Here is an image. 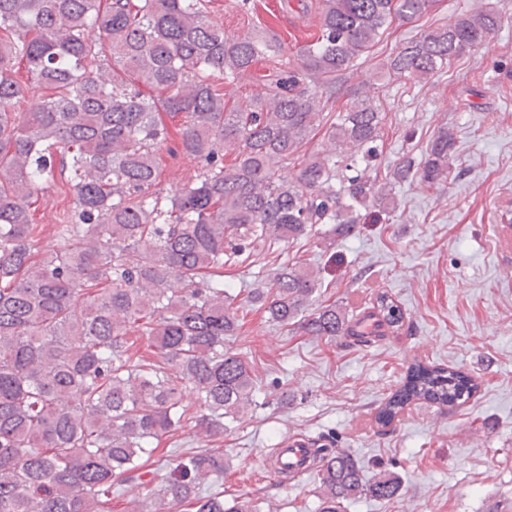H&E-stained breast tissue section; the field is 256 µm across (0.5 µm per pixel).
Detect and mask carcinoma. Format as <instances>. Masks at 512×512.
<instances>
[{
	"instance_id": "cac0c4a2",
	"label": "carcinoma",
	"mask_w": 512,
	"mask_h": 512,
	"mask_svg": "<svg viewBox=\"0 0 512 512\" xmlns=\"http://www.w3.org/2000/svg\"><path fill=\"white\" fill-rule=\"evenodd\" d=\"M211 2L0 0V512H114L125 484L146 490L132 512H261L248 497L224 501L216 448L172 453L159 482L151 469L163 436L192 427L221 438L252 403L250 370L224 347L238 330L224 266L318 224L350 237L365 211L388 213L392 184L432 187L448 172L453 142L441 131L421 160L400 158L384 183L371 176L385 115L356 92L326 128L330 149L281 175L332 111L338 77L435 0H315L317 36L284 61L273 25L229 36ZM501 23L492 9L462 13L402 43L382 67L391 77H432ZM100 57L112 66L109 81L93 73ZM242 77L262 92L226 101L221 79ZM28 95L36 103L16 111ZM166 116L179 119L178 146L197 171L164 194ZM57 171L71 172L74 208L58 225L62 246L37 260L41 227L30 207ZM317 282L286 265L247 300L276 323L366 346L403 326L384 292L355 317L334 305L304 315ZM134 331L159 359L137 356ZM471 391L453 371L418 366L387 410ZM313 446L318 512L398 495L394 475L370 478L352 454Z\"/></svg>"
}]
</instances>
